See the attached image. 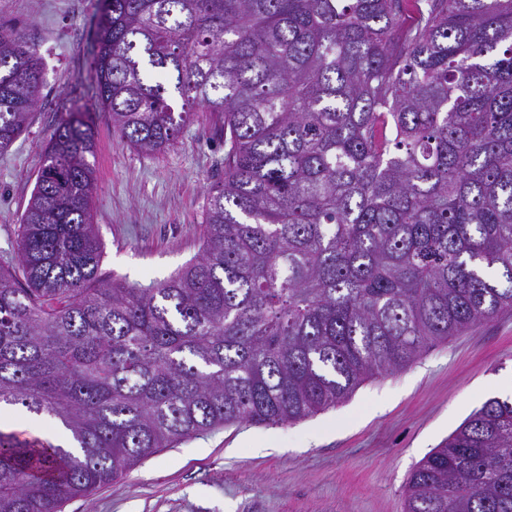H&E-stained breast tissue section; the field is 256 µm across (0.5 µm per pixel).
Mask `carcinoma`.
Returning <instances> with one entry per match:
<instances>
[{"label": "carcinoma", "instance_id": "carcinoma-1", "mask_svg": "<svg viewBox=\"0 0 512 512\" xmlns=\"http://www.w3.org/2000/svg\"><path fill=\"white\" fill-rule=\"evenodd\" d=\"M42 85L0 25V154ZM92 90L146 153L209 113L224 178L194 261L110 284L94 131L60 120L0 266V403L73 446L1 432L0 512H62L220 426L312 417L512 310V0H107ZM404 512H512V396L421 459Z\"/></svg>", "mask_w": 512, "mask_h": 512}]
</instances>
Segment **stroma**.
I'll list each match as a JSON object with an SVG mask.
<instances>
[{
    "label": "stroma",
    "instance_id": "obj_1",
    "mask_svg": "<svg viewBox=\"0 0 512 512\" xmlns=\"http://www.w3.org/2000/svg\"><path fill=\"white\" fill-rule=\"evenodd\" d=\"M101 0H0V24L34 43L44 85L31 122L0 155V265L14 264L40 157L69 111L96 138L92 213L101 271L147 287L199 254L207 189L224 175V142L201 114L166 151L115 137L89 90ZM512 376V312L366 381L347 402L302 422L200 433L127 476L67 501L63 512H403L415 465Z\"/></svg>",
    "mask_w": 512,
    "mask_h": 512
}]
</instances>
